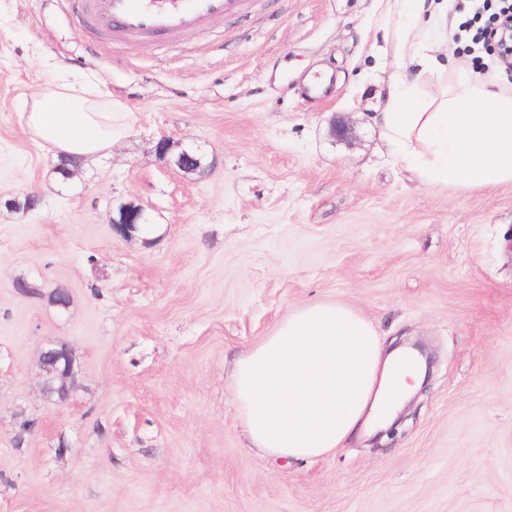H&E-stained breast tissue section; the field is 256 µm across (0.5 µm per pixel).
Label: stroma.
I'll list each match as a JSON object with an SVG mask.
<instances>
[{
  "mask_svg": "<svg viewBox=\"0 0 512 512\" xmlns=\"http://www.w3.org/2000/svg\"><path fill=\"white\" fill-rule=\"evenodd\" d=\"M383 13L245 0L122 42L70 0H0V512H512V185L432 189L389 160ZM63 76L111 93L118 131L66 187L20 119ZM164 138L201 147L205 171L160 157ZM128 202L151 225L123 238ZM316 301L422 343L432 375L379 448L290 463L248 447L230 369ZM49 341L81 365L63 403L37 375Z\"/></svg>",
  "mask_w": 512,
  "mask_h": 512,
  "instance_id": "1",
  "label": "stroma"
}]
</instances>
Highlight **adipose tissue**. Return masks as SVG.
Instances as JSON below:
<instances>
[{"instance_id": "1", "label": "adipose tissue", "mask_w": 512, "mask_h": 512, "mask_svg": "<svg viewBox=\"0 0 512 512\" xmlns=\"http://www.w3.org/2000/svg\"><path fill=\"white\" fill-rule=\"evenodd\" d=\"M448 15V0H387L399 64L376 121L388 154L430 187L512 185V83L456 62ZM22 119L55 157L84 164L106 157L116 136L112 101L93 82L59 80ZM421 381L419 358L385 352L362 314L313 302L236 360L231 388L251 448L298 461L388 427Z\"/></svg>"}]
</instances>
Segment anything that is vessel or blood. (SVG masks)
<instances>
[{
    "mask_svg": "<svg viewBox=\"0 0 512 512\" xmlns=\"http://www.w3.org/2000/svg\"><path fill=\"white\" fill-rule=\"evenodd\" d=\"M242 0H72L84 24L113 39H164L223 20Z\"/></svg>",
    "mask_w": 512,
    "mask_h": 512,
    "instance_id": "vessel-or-blood-1",
    "label": "vessel or blood"
}]
</instances>
